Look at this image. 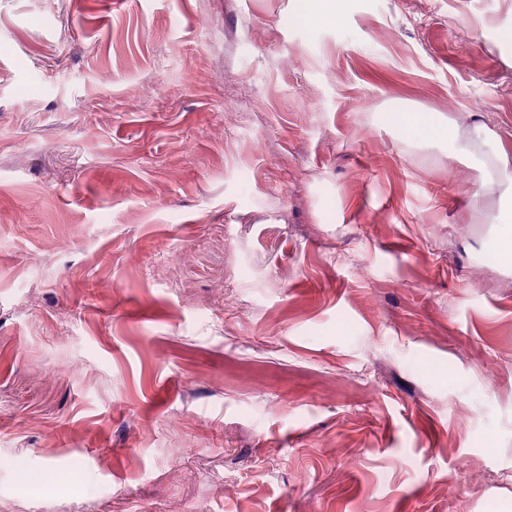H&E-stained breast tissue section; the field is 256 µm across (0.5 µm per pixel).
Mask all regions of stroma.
Returning a JSON list of instances; mask_svg holds the SVG:
<instances>
[{
  "label": "stroma",
  "mask_w": 512,
  "mask_h": 512,
  "mask_svg": "<svg viewBox=\"0 0 512 512\" xmlns=\"http://www.w3.org/2000/svg\"><path fill=\"white\" fill-rule=\"evenodd\" d=\"M406 111L512 159V0H0V512H512V203ZM396 125L402 131V140L407 145L440 143L449 147V153L461 161H472L487 167L477 152L486 143L483 126L475 125L466 137L459 135L448 127L420 112H394ZM493 258L503 266H512V224H500L498 227Z\"/></svg>",
  "instance_id": "1"
}]
</instances>
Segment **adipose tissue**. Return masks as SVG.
Listing matches in <instances>:
<instances>
[{
	"mask_svg": "<svg viewBox=\"0 0 512 512\" xmlns=\"http://www.w3.org/2000/svg\"><path fill=\"white\" fill-rule=\"evenodd\" d=\"M395 120L406 144H444L448 146L450 154L461 161H477V152L486 143V132L480 125L473 126L468 135L462 138L446 123L420 112H399Z\"/></svg>",
	"mask_w": 512,
	"mask_h": 512,
	"instance_id": "obj_1",
	"label": "adipose tissue"
}]
</instances>
